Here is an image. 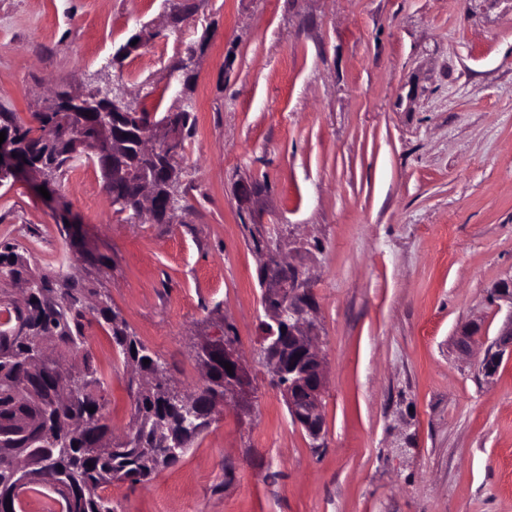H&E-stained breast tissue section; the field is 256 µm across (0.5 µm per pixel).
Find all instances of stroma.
I'll list each match as a JSON object with an SVG mask.
<instances>
[{"mask_svg": "<svg viewBox=\"0 0 512 512\" xmlns=\"http://www.w3.org/2000/svg\"><path fill=\"white\" fill-rule=\"evenodd\" d=\"M105 78L151 112L193 106L182 210L126 219L81 159L58 188L76 234L21 178L0 184V240L105 294L179 389L203 385L196 345L226 325L255 370L252 413L224 409L177 464L109 485L116 512H512V355L480 370L512 312L495 293L512 280V0H0V112L29 125L53 91ZM252 183L319 302L320 448L260 369ZM86 336L122 437L127 369L104 327Z\"/></svg>", "mask_w": 512, "mask_h": 512, "instance_id": "stroma-1", "label": "stroma"}]
</instances>
